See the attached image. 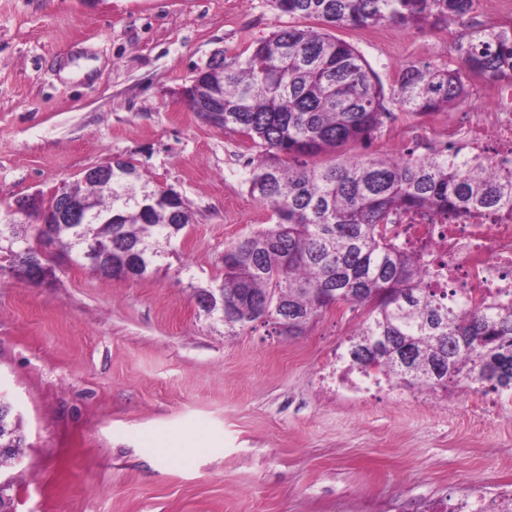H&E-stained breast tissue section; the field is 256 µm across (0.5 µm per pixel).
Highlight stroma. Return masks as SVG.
<instances>
[{
	"label": "stroma",
	"mask_w": 512,
	"mask_h": 512,
	"mask_svg": "<svg viewBox=\"0 0 512 512\" xmlns=\"http://www.w3.org/2000/svg\"><path fill=\"white\" fill-rule=\"evenodd\" d=\"M472 22L335 35L387 84L403 63L451 57ZM291 23L272 0H0V224L116 159L192 216L137 279L56 250L34 285L0 252V391L25 433L0 494L16 512H432L512 487V404L496 392L452 387L432 410L416 392L329 389L361 309L331 308L301 336L260 322L228 336L197 303L223 281L225 248L271 212L245 182L250 141L183 92ZM416 123L344 156H404Z\"/></svg>",
	"instance_id": "obj_1"
}]
</instances>
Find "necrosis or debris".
<instances>
[{"label":"necrosis or debris","mask_w":512,"mask_h":512,"mask_svg":"<svg viewBox=\"0 0 512 512\" xmlns=\"http://www.w3.org/2000/svg\"><path fill=\"white\" fill-rule=\"evenodd\" d=\"M495 111L462 115L448 127V142L469 156L512 166V85L498 88ZM400 245L428 262L426 281L479 305L512 301V211H481L466 220L408 214L389 227Z\"/></svg>","instance_id":"4bbe7bcc"}]
</instances>
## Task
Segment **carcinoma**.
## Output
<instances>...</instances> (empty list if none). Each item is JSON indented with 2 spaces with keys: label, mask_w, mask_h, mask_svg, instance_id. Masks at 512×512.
<instances>
[{
  "label": "carcinoma",
  "mask_w": 512,
  "mask_h": 512,
  "mask_svg": "<svg viewBox=\"0 0 512 512\" xmlns=\"http://www.w3.org/2000/svg\"><path fill=\"white\" fill-rule=\"evenodd\" d=\"M282 13L322 24L290 25L209 73L199 95L224 104L215 118L226 134L253 141L246 162L249 193L272 223L224 250V281L200 287L198 304L223 297L224 327L261 322L299 336L333 306L365 309L348 340L352 365L376 369L407 389L448 384L512 394V306H470L425 286L420 257L392 241L388 225L403 214L468 216L512 211V169L449 147L401 158L313 165L302 158L366 145L398 114L428 115L463 103L473 77L512 81V22L488 23L441 63H407L385 88L364 55L329 27L396 24L408 33L440 28L474 12L475 0H273ZM112 187L72 188L110 224H0V250L28 277L46 241L107 272L141 276L190 221L174 191H140L116 163ZM24 444L21 415L0 406V467Z\"/></svg>",
  "instance_id": "1"
}]
</instances>
